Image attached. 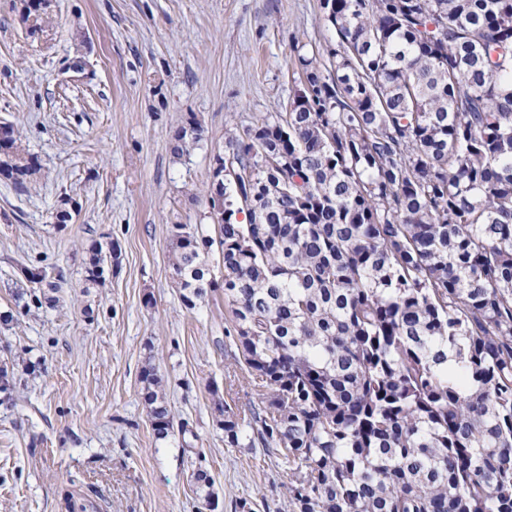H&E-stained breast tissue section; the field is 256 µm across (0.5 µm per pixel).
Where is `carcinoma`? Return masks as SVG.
Listing matches in <instances>:
<instances>
[{"label": "carcinoma", "instance_id": "1", "mask_svg": "<svg viewBox=\"0 0 512 512\" xmlns=\"http://www.w3.org/2000/svg\"><path fill=\"white\" fill-rule=\"evenodd\" d=\"M322 10L334 40L298 55L297 106L214 155L217 237L173 225L182 304L224 288L254 391L224 442L278 452L285 512H512V0ZM36 172L0 125V175L22 191ZM112 253L92 250L90 280ZM20 270L42 307L46 271Z\"/></svg>", "mask_w": 512, "mask_h": 512}]
</instances>
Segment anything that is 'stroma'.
I'll return each mask as SVG.
<instances>
[{"instance_id": "1", "label": "stroma", "mask_w": 512, "mask_h": 512, "mask_svg": "<svg viewBox=\"0 0 512 512\" xmlns=\"http://www.w3.org/2000/svg\"><path fill=\"white\" fill-rule=\"evenodd\" d=\"M331 36L320 0H0V125L39 166L27 191L0 179V367L16 382L0 392V512H66L68 492L85 512H283L279 456L224 443L225 409L253 392L223 290L182 306L171 235L214 234V154L288 109L295 46ZM190 119L202 136L174 154ZM110 241L117 267L88 281L92 247ZM40 260L61 288L30 309L17 265ZM148 362L178 430L165 441L143 400Z\"/></svg>"}]
</instances>
